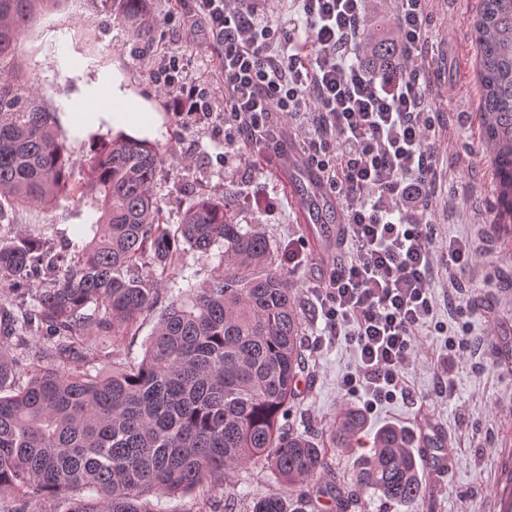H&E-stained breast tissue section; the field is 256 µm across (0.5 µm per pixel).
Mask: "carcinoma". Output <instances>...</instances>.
I'll return each mask as SVG.
<instances>
[{"mask_svg": "<svg viewBox=\"0 0 512 512\" xmlns=\"http://www.w3.org/2000/svg\"><path fill=\"white\" fill-rule=\"evenodd\" d=\"M54 0H0V222L8 209L90 199L93 237L55 252L42 238L0 235V279L20 288L40 272L47 286L30 302L0 304V496L14 512H162L157 501L207 485L224 490L237 467L273 472L285 493L253 499L246 512H307L308 484L330 469L328 448H345L365 418L341 408L328 445L282 424L295 397L305 321L289 272L262 224H242L237 196L201 194L172 226L154 193L162 158L144 139L98 137L76 162L55 114L34 105V89L8 65L19 35ZM143 38L146 0H103ZM480 51V114L492 148L496 215L512 221V0H482L472 25ZM366 62L401 76L397 38L364 28ZM81 179H76V175ZM221 250L222 269L178 290L157 319L142 361L95 376L65 369L84 358L86 337L126 335L153 309L161 268L184 248ZM34 374L12 386L20 360ZM423 475L406 433L387 427L373 440L351 496L374 493L413 507Z\"/></svg>", "mask_w": 512, "mask_h": 512, "instance_id": "1", "label": "carcinoma"}]
</instances>
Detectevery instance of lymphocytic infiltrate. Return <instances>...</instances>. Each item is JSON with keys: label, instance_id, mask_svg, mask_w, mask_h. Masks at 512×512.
I'll return each mask as SVG.
<instances>
[{"label": "lymphocytic infiltrate", "instance_id": "obj_1", "mask_svg": "<svg viewBox=\"0 0 512 512\" xmlns=\"http://www.w3.org/2000/svg\"><path fill=\"white\" fill-rule=\"evenodd\" d=\"M291 2L307 45L282 17L245 0H179L185 18L201 23L220 50L225 149L245 141L281 153L293 130L342 202L340 241L350 253L313 290L328 334L354 350L342 387L372 413L406 396L417 336L443 337L452 352L470 347L439 321L435 294L440 275L465 272L477 249L463 239L437 240L428 217L439 179L437 130L420 83L431 0H397L404 48L397 80L349 59L362 41L369 0ZM158 73L177 117L208 109L216 88L188 83L177 54L164 56Z\"/></svg>", "mask_w": 512, "mask_h": 512}]
</instances>
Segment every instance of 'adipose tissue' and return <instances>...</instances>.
Listing matches in <instances>:
<instances>
[{"label": "adipose tissue", "mask_w": 512, "mask_h": 512, "mask_svg": "<svg viewBox=\"0 0 512 512\" xmlns=\"http://www.w3.org/2000/svg\"><path fill=\"white\" fill-rule=\"evenodd\" d=\"M96 87L100 95L95 111H85L84 105L88 96L83 93L73 98L68 112L63 115V120L73 135L86 137L104 122L115 129L127 130L139 128L154 120V113L136 103L132 94L122 86L120 79L102 77Z\"/></svg>", "instance_id": "obj_1"}]
</instances>
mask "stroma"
<instances>
[{
	"label": "stroma",
	"instance_id": "obj_1",
	"mask_svg": "<svg viewBox=\"0 0 512 512\" xmlns=\"http://www.w3.org/2000/svg\"><path fill=\"white\" fill-rule=\"evenodd\" d=\"M480 6L481 0H433L432 62L427 74L440 127L434 229L440 238L470 239L484 253L474 269L460 275L458 291L438 299L441 320L452 332L464 333L472 346L467 352L447 355L454 391L445 398L437 394V359L442 353L434 337H417L415 360L406 374L415 401L378 407L368 415L367 428L355 446L332 454L334 475L341 485H350L378 429L395 426L412 431L424 415L449 448L451 464L444 474L427 470L423 496L413 510L367 495L354 512H512V503L500 494L501 459L512 454V250L504 249L501 232L486 223L493 212L495 182L488 157L480 153L484 142L478 127L480 98L460 93L456 83L457 51L463 46L474 48L470 26ZM148 8L152 26L148 37L138 40L128 35L124 23L111 18L103 0H59L38 14L21 35L13 64L32 79L38 104L58 115L78 93L80 83H92L114 71L137 97L150 103L162 120L149 140L158 145L163 158L155 191L169 224L179 223L192 198L219 195L229 187L241 197L243 221L265 225L280 258H287L289 243L302 247L306 263L291 278L306 320L305 367L298 377L288 425L322 439L335 424L340 407L360 404L340 386L354 363L353 350L345 340L326 335L312 294L313 283L336 248L317 250L310 244L266 153L243 144L232 157H225L223 99L215 100L211 112L185 122L172 112L156 85L160 56L178 53L187 80L201 86L211 83L219 57L203 29L182 16L177 0H148ZM468 155L475 158L473 166L460 165V158ZM91 214L88 204L66 198L48 209L24 205L0 223V233L41 230L57 249L77 228L90 223ZM221 264L219 250L185 251L174 257L169 274L185 289L209 279ZM155 323V314L144 315L120 343L111 346L110 359L91 355L74 361L73 369L95 374L116 362L141 361ZM230 481L233 496L200 489L164 500V512H245L252 498L282 490L274 475L258 464L235 470Z\"/></svg>",
	"mask_w": 512,
	"mask_h": 512
}]
</instances>
